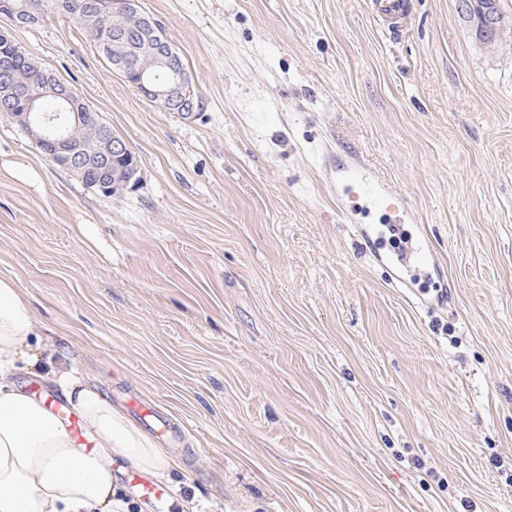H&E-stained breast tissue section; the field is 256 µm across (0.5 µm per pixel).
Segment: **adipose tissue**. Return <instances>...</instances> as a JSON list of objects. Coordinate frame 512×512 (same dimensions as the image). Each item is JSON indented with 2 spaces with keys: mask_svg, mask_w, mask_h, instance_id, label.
Wrapping results in <instances>:
<instances>
[{
  "mask_svg": "<svg viewBox=\"0 0 512 512\" xmlns=\"http://www.w3.org/2000/svg\"><path fill=\"white\" fill-rule=\"evenodd\" d=\"M41 326L15 280L0 276V512H131L112 476L113 457L165 479L171 461L77 369L50 370L46 381L81 414L94 447L76 444L43 405L16 384L32 367Z\"/></svg>",
  "mask_w": 512,
  "mask_h": 512,
  "instance_id": "1",
  "label": "adipose tissue"
}]
</instances>
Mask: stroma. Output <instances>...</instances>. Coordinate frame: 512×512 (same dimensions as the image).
Returning a JSON list of instances; mask_svg holds the SVG:
<instances>
[{
	"instance_id": "1",
	"label": "stroma",
	"mask_w": 512,
	"mask_h": 512,
	"mask_svg": "<svg viewBox=\"0 0 512 512\" xmlns=\"http://www.w3.org/2000/svg\"><path fill=\"white\" fill-rule=\"evenodd\" d=\"M184 58V117L76 21L13 31L139 161L108 198L0 117V276L114 407L183 422L169 501L134 512H512V0H142ZM402 190L439 263L396 286L338 167Z\"/></svg>"
}]
</instances>
